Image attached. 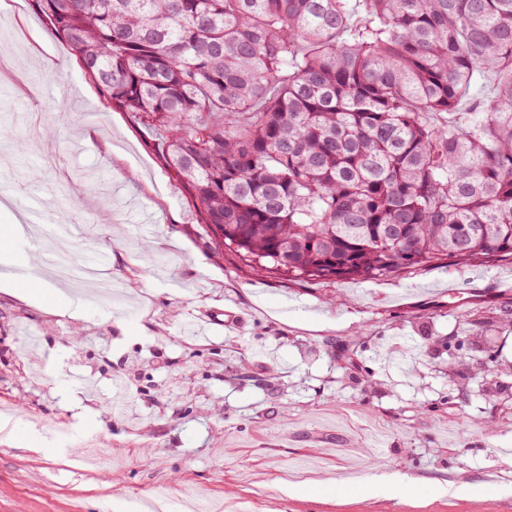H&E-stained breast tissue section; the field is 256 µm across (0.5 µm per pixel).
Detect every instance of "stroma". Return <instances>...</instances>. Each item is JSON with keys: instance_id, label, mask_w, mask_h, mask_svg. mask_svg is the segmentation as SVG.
I'll list each match as a JSON object with an SVG mask.
<instances>
[{"instance_id": "1", "label": "stroma", "mask_w": 512, "mask_h": 512, "mask_svg": "<svg viewBox=\"0 0 512 512\" xmlns=\"http://www.w3.org/2000/svg\"><path fill=\"white\" fill-rule=\"evenodd\" d=\"M47 155L54 167L29 181ZM87 180L109 205L69 201ZM32 193L43 232L92 226L72 261L99 266L120 295L71 288L45 243L0 251V266L34 262L47 293L83 299L74 319L0 291V400L21 407L27 440L0 443V512H144L157 499L185 512L191 496L229 512H512V324L480 330L512 309L511 259L376 279L257 273L214 250L147 134L34 0H0V198ZM25 330L46 359L35 387L14 353ZM487 346L494 399L473 379ZM43 414L74 421L63 451L41 450ZM314 481L330 491H297ZM357 482L377 490L352 493Z\"/></svg>"}]
</instances>
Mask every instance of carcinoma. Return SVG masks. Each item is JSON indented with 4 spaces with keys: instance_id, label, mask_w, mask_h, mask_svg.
Returning <instances> with one entry per match:
<instances>
[{
    "instance_id": "carcinoma-1",
    "label": "carcinoma",
    "mask_w": 512,
    "mask_h": 512,
    "mask_svg": "<svg viewBox=\"0 0 512 512\" xmlns=\"http://www.w3.org/2000/svg\"><path fill=\"white\" fill-rule=\"evenodd\" d=\"M37 8L148 131L218 249L256 271L370 279L512 259V0Z\"/></svg>"
}]
</instances>
